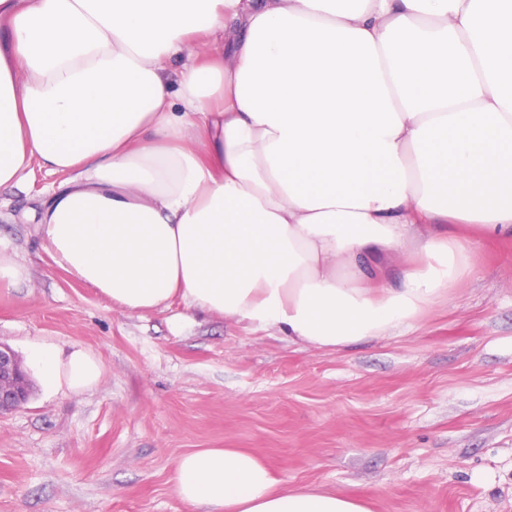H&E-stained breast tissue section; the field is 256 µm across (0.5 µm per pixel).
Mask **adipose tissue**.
I'll list each match as a JSON object with an SVG mask.
<instances>
[{
  "instance_id": "1",
  "label": "adipose tissue",
  "mask_w": 512,
  "mask_h": 512,
  "mask_svg": "<svg viewBox=\"0 0 512 512\" xmlns=\"http://www.w3.org/2000/svg\"><path fill=\"white\" fill-rule=\"evenodd\" d=\"M202 31L228 60L192 62ZM36 168L66 176L45 250L126 312L178 297L335 350L411 328L468 270L436 225L512 236V0H0V188ZM30 357L55 392L103 373ZM173 483L213 512H372L238 448Z\"/></svg>"
}]
</instances>
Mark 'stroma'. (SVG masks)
Segmentation results:
<instances>
[{
	"label": "stroma",
	"mask_w": 512,
	"mask_h": 512,
	"mask_svg": "<svg viewBox=\"0 0 512 512\" xmlns=\"http://www.w3.org/2000/svg\"><path fill=\"white\" fill-rule=\"evenodd\" d=\"M61 174L0 189V343L83 347L80 394L34 384L0 416V512H202L178 459L243 448L277 477L368 497L373 512H512V238L471 239L470 275L414 326L342 351L186 309L130 314L57 267L25 214Z\"/></svg>",
	"instance_id": "stroma-1"
}]
</instances>
